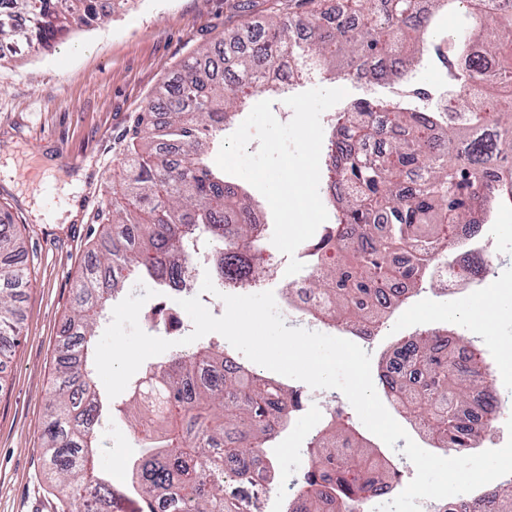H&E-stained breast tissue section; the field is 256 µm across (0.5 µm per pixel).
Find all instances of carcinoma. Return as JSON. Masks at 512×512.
Returning <instances> with one entry per match:
<instances>
[{
	"label": "carcinoma",
	"mask_w": 512,
	"mask_h": 512,
	"mask_svg": "<svg viewBox=\"0 0 512 512\" xmlns=\"http://www.w3.org/2000/svg\"><path fill=\"white\" fill-rule=\"evenodd\" d=\"M113 0H0V61L23 46L42 52L75 27L104 22ZM453 4L474 26L456 34L453 55L435 43L431 17ZM202 48L164 82L145 108L140 140L126 167L132 173L116 194L127 201L96 244L98 264L76 282L68 318L78 342H63L57 357L52 415L42 456L59 493L76 512H115L129 489L161 512H245L228 490L244 483L302 405V392L239 362L224 339L176 351L150 370L128 407L144 453L119 488L95 466L96 430L111 408L93 377L95 329L125 287L160 286L188 275L191 246L205 240L221 257L223 284L256 287L266 237L254 224L255 204L210 163V145L224 136L250 95L279 93L277 76L313 70L334 77L359 69L370 81H402L418 55L432 51L456 87L440 112L400 99H364L333 122L324 144L326 190L339 203L336 223L310 245V290L327 301L310 316L349 329L384 315L417 293L437 263L465 241L454 227L481 237L491 196L512 197V13L493 0H288V12L254 34L243 25ZM389 131L384 146L367 141ZM15 225L0 221V356L4 340L20 334V304L30 286ZM380 383L388 400L410 407L407 419L425 429L450 455L473 449L494 428L499 404L473 406L488 385L480 350L448 330L426 329L397 342ZM370 440L343 412L330 409L307 444L308 462L285 497L286 512H368L374 472L400 470L384 453V467L361 449ZM512 512V479H498L485 497L473 495L466 512Z\"/></svg>",
	"instance_id": "obj_1"
}]
</instances>
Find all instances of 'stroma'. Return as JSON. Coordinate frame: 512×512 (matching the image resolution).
I'll use <instances>...</instances> for the list:
<instances>
[{"label":"stroma","mask_w":512,"mask_h":512,"mask_svg":"<svg viewBox=\"0 0 512 512\" xmlns=\"http://www.w3.org/2000/svg\"><path fill=\"white\" fill-rule=\"evenodd\" d=\"M283 0H131L104 24L70 32L46 53H29L0 67V209L17 225L30 286L22 305L21 335L0 363V512H61L43 467L40 446L51 413L58 349L67 335L66 318L75 284L91 263L106 209L122 176L125 154L146 101L198 49L219 44L241 22L264 26ZM80 156L92 175L80 193L79 210L68 223L46 220L43 184L69 200L75 169L67 155ZM492 271L512 274V207L493 212L487 239ZM487 287L443 294L427 284L381 326L359 339L379 372L395 342L426 328H448L453 337L475 339L476 321L449 316L451 302L487 307ZM488 323L492 337L476 341L484 356L500 364L489 382L503 403L496 432L480 450L504 446L512 433V313L497 311ZM303 406L271 450L277 496L269 512H282L281 491L307 464L309 436L323 428L330 409L342 406L351 422L359 417L337 390L304 388ZM130 399L112 400L114 412L97 429L99 469L117 484L127 481L126 463L141 455L132 423L122 409Z\"/></svg>","instance_id":"stroma-1"}]
</instances>
